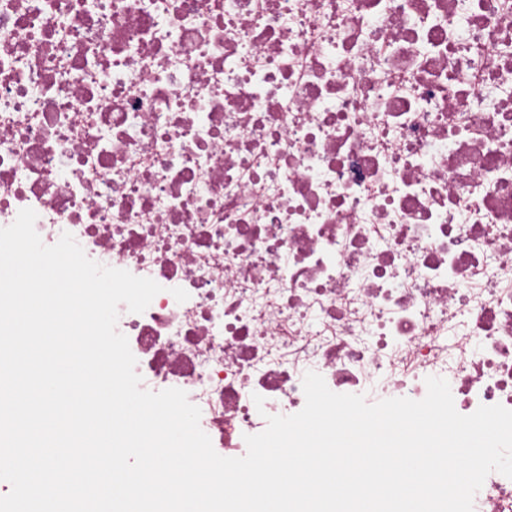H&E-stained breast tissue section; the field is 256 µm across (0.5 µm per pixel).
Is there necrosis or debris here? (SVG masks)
<instances>
[{"instance_id": "4bbe7bcc", "label": "necrosis or debris", "mask_w": 512, "mask_h": 512, "mask_svg": "<svg viewBox=\"0 0 512 512\" xmlns=\"http://www.w3.org/2000/svg\"><path fill=\"white\" fill-rule=\"evenodd\" d=\"M24 208L161 285L117 328L221 456L309 366L512 409V0H0V227Z\"/></svg>"}]
</instances>
